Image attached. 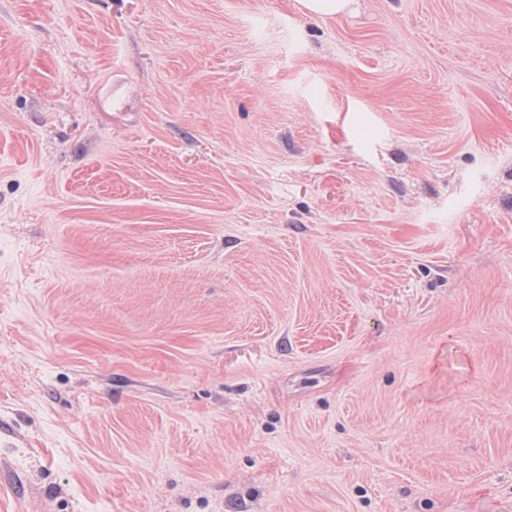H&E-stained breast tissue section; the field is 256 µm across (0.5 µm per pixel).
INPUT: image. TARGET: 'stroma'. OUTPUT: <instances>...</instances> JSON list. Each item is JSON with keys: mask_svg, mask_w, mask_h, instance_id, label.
<instances>
[{"mask_svg": "<svg viewBox=\"0 0 512 512\" xmlns=\"http://www.w3.org/2000/svg\"><path fill=\"white\" fill-rule=\"evenodd\" d=\"M0 512H512V0H0ZM302 6L317 14L334 15L349 12L354 0H301Z\"/></svg>", "mask_w": 512, "mask_h": 512, "instance_id": "1", "label": "stroma"}]
</instances>
